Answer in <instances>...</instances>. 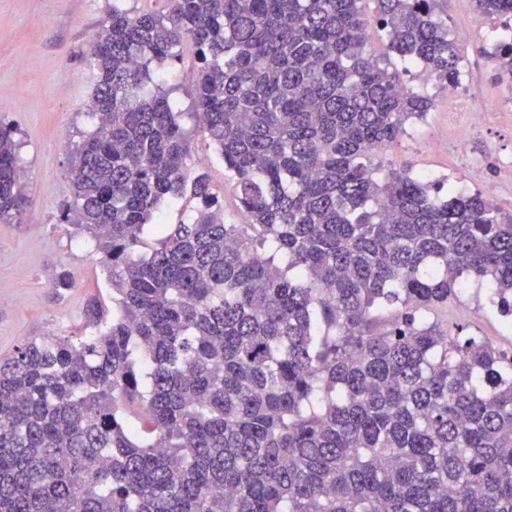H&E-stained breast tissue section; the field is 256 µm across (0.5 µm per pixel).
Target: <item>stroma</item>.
Returning <instances> with one entry per match:
<instances>
[{"label":"stroma","instance_id":"obj_1","mask_svg":"<svg viewBox=\"0 0 512 512\" xmlns=\"http://www.w3.org/2000/svg\"><path fill=\"white\" fill-rule=\"evenodd\" d=\"M116 3L133 13L166 8V0H0V124L15 131L29 197L21 223H0V359L35 337L84 333L87 307L96 301L112 303L94 241L75 234L63 212L73 200L71 153L83 134L96 127L88 114L95 74L87 45ZM436 11L464 56L466 96L491 103L501 84L487 67L488 43L473 26L479 14L472 0H437ZM199 64L195 46L187 41L178 58L152 65L151 72L164 77L171 103L192 132L188 167L208 176L225 221L236 224L240 211L231 186L224 183V163L189 117ZM426 90L434 97L431 112L410 121L405 135L382 154V164L407 163L445 177L446 188L481 192L483 179L496 174L497 155L512 153V116L493 119L475 139L484 160L482 173L476 174L456 156L433 149V141L448 138L452 105L435 84ZM63 273L69 274L70 287H56ZM448 325L512 351V334L502 332L498 314L489 310L477 287L449 305Z\"/></svg>","mask_w":512,"mask_h":512}]
</instances>
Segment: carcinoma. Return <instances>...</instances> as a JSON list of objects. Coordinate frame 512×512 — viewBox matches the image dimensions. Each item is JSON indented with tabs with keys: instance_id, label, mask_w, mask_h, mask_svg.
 Here are the masks:
<instances>
[{
	"instance_id": "carcinoma-1",
	"label": "carcinoma",
	"mask_w": 512,
	"mask_h": 512,
	"mask_svg": "<svg viewBox=\"0 0 512 512\" xmlns=\"http://www.w3.org/2000/svg\"><path fill=\"white\" fill-rule=\"evenodd\" d=\"M436 4L112 8L89 54L97 126L69 166L112 308L0 360V512H512V353L438 318L470 280L512 313V214L378 162L433 99L366 31L444 89L462 55ZM187 39L190 116L246 224L188 168L182 113L150 73ZM491 56L512 77V39ZM188 189L193 219L159 222ZM26 203L0 125V223Z\"/></svg>"
}]
</instances>
